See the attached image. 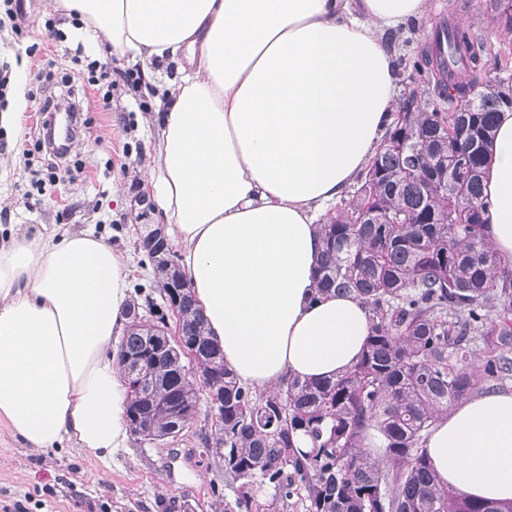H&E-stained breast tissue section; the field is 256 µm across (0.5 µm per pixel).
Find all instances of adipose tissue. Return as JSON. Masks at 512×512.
I'll return each instance as SVG.
<instances>
[{
  "label": "adipose tissue",
  "instance_id": "obj_1",
  "mask_svg": "<svg viewBox=\"0 0 512 512\" xmlns=\"http://www.w3.org/2000/svg\"><path fill=\"white\" fill-rule=\"evenodd\" d=\"M113 51L158 67L164 105L146 172L153 208L225 364L258 391L351 368L371 331L359 298L318 294L317 213L367 166L392 121L385 35L429 0H47ZM174 67L173 77L163 69ZM485 238L512 264V111L483 177ZM127 263L101 235L0 245V422L29 450L124 447L113 353ZM423 448L441 485L512 502V390L449 406Z\"/></svg>",
  "mask_w": 512,
  "mask_h": 512
}]
</instances>
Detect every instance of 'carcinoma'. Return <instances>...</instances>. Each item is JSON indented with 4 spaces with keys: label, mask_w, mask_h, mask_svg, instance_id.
<instances>
[{
    "label": "carcinoma",
    "mask_w": 512,
    "mask_h": 512,
    "mask_svg": "<svg viewBox=\"0 0 512 512\" xmlns=\"http://www.w3.org/2000/svg\"><path fill=\"white\" fill-rule=\"evenodd\" d=\"M489 45L462 31L436 36L413 57L433 96L387 128L353 197L325 214L321 293L356 294L372 315L356 364L325 380L288 379L272 392L239 384L208 336L192 291L182 318L221 420L204 441L224 462L233 498L224 512H512L438 484L422 443L448 406L481 383L512 377V267L483 233L490 202L482 174L512 73L481 80ZM456 117L451 139L440 121ZM117 350L127 378L129 431L176 437L167 399L194 418L199 388L167 337L139 313ZM485 347L478 351L477 339ZM382 454L364 446L371 431ZM302 436L310 450L295 448Z\"/></svg>",
    "instance_id": "1"
}]
</instances>
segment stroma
I'll use <instances>...</instances> for the list:
<instances>
[{
    "mask_svg": "<svg viewBox=\"0 0 512 512\" xmlns=\"http://www.w3.org/2000/svg\"><path fill=\"white\" fill-rule=\"evenodd\" d=\"M22 36L9 18L0 19V66L9 68L6 111L22 113L19 129L0 133V228L28 236L91 231L108 238L130 266L129 295L139 307L157 297L148 257L136 245L145 225L155 223L138 197L149 161L150 133L159 106L143 92L145 63L109 53L77 22L47 11L45 0H22ZM428 17L409 22L389 40L395 57L420 51L436 25L453 22L481 35L492 48L485 70H496L494 54L507 32L501 0H431ZM112 70L111 104L102 108L96 90L85 88L78 56ZM53 61L57 76H70L85 112L68 149L60 180L38 193L35 182L44 155L26 156L46 118L28 92L36 75ZM215 426L206 411L177 438L148 443L129 438L108 464L91 465L74 442L25 453L0 424V512H222L232 489L222 461L204 454L203 437Z\"/></svg>",
    "mask_w": 512,
    "mask_h": 512,
    "instance_id": "35a3bbf8",
    "label": "stroma"
}]
</instances>
